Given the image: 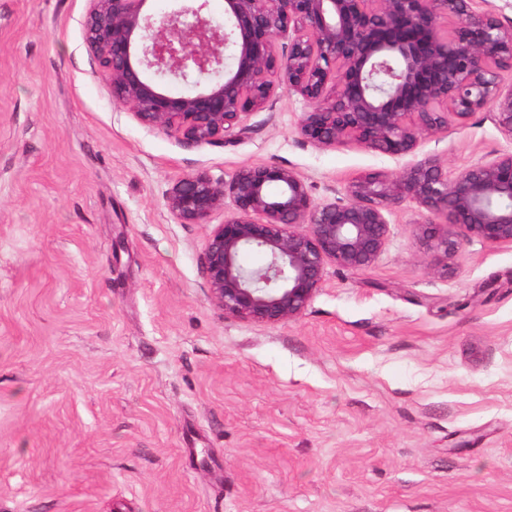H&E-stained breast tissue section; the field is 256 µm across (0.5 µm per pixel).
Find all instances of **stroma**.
Listing matches in <instances>:
<instances>
[{"label": "stroma", "mask_w": 512, "mask_h": 512, "mask_svg": "<svg viewBox=\"0 0 512 512\" xmlns=\"http://www.w3.org/2000/svg\"><path fill=\"white\" fill-rule=\"evenodd\" d=\"M86 0H0V512H512V246L426 268L406 203L378 263L296 320L225 316L183 174L293 168L315 202L401 158L301 143L280 94L188 147L113 103ZM512 151L489 112L422 140Z\"/></svg>", "instance_id": "1"}]
</instances>
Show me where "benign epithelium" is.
<instances>
[{
	"mask_svg": "<svg viewBox=\"0 0 512 512\" xmlns=\"http://www.w3.org/2000/svg\"><path fill=\"white\" fill-rule=\"evenodd\" d=\"M86 41L112 101L141 125L186 146L246 133L247 116L282 91L307 110L300 141L355 145L390 157L488 111L512 139V20L473 10L475 0H87ZM191 86L173 93L170 86ZM280 187L276 195L271 185ZM341 198L316 203L292 168L249 164L230 182L207 171L175 179L164 205L179 224H208L230 197L201 258L210 301L237 319L274 325L302 316L326 266L366 270L384 253L391 217L414 203V235L428 267L443 272L462 244L512 245V152L448 175L438 155L397 172L347 180ZM258 251L265 262H241Z\"/></svg>",
	"mask_w": 512,
	"mask_h": 512,
	"instance_id": "obj_1",
	"label": "benign epithelium"
}]
</instances>
